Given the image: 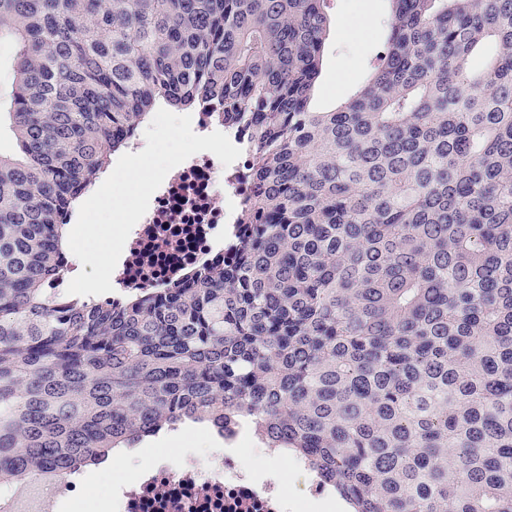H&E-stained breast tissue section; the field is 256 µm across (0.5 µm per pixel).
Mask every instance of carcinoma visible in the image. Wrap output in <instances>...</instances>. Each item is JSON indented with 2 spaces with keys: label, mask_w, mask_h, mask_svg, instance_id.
<instances>
[{
  "label": "carcinoma",
  "mask_w": 512,
  "mask_h": 512,
  "mask_svg": "<svg viewBox=\"0 0 512 512\" xmlns=\"http://www.w3.org/2000/svg\"><path fill=\"white\" fill-rule=\"evenodd\" d=\"M329 0H0V490L191 420L247 424L352 512H512V0H388L312 106ZM248 126L224 264L87 301L69 210L154 112Z\"/></svg>",
  "instance_id": "carcinoma-1"
}]
</instances>
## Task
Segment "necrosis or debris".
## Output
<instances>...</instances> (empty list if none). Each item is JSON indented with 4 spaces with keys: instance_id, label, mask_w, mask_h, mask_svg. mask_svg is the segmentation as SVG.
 <instances>
[{
    "instance_id": "obj_1",
    "label": "necrosis or debris",
    "mask_w": 512,
    "mask_h": 512,
    "mask_svg": "<svg viewBox=\"0 0 512 512\" xmlns=\"http://www.w3.org/2000/svg\"><path fill=\"white\" fill-rule=\"evenodd\" d=\"M248 166L244 155L226 167L199 152L173 168L130 232L113 285L126 293L170 288L215 267L227 227L239 223V204L251 191ZM101 506L104 512H292L294 504L278 479L252 478L228 452L207 469L152 462L137 479L108 491Z\"/></svg>"
}]
</instances>
